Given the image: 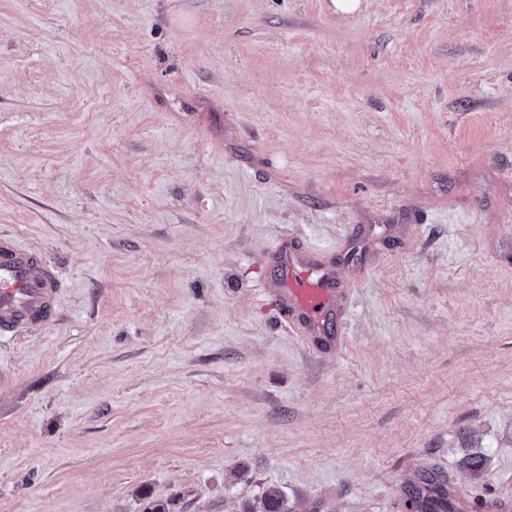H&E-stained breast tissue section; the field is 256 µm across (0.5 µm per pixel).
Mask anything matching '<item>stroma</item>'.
<instances>
[{"mask_svg": "<svg viewBox=\"0 0 512 512\" xmlns=\"http://www.w3.org/2000/svg\"><path fill=\"white\" fill-rule=\"evenodd\" d=\"M286 234L334 357L260 293ZM0 235L59 272L0 512H512V0H0ZM319 251L296 237H282L268 253L275 281L263 289L278 323L322 356H334L343 344L333 321L344 317L350 290L317 262ZM442 485L444 479L437 476L423 477L421 485L411 486L408 490L412 504L420 501L423 507L420 512H452L453 507Z\"/></svg>", "mask_w": 512, "mask_h": 512, "instance_id": "1", "label": "stroma"}]
</instances>
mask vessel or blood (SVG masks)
Returning <instances> with one entry per match:
<instances>
[{"mask_svg":"<svg viewBox=\"0 0 512 512\" xmlns=\"http://www.w3.org/2000/svg\"><path fill=\"white\" fill-rule=\"evenodd\" d=\"M316 249L295 237H282L268 253L275 280L264 297L280 325L323 356H333L343 344L332 330L344 317L350 291L317 262ZM59 278L41 254L0 236V338H16L56 315Z\"/></svg>","mask_w":512,"mask_h":512,"instance_id":"obj_1","label":"vessel or blood"}]
</instances>
